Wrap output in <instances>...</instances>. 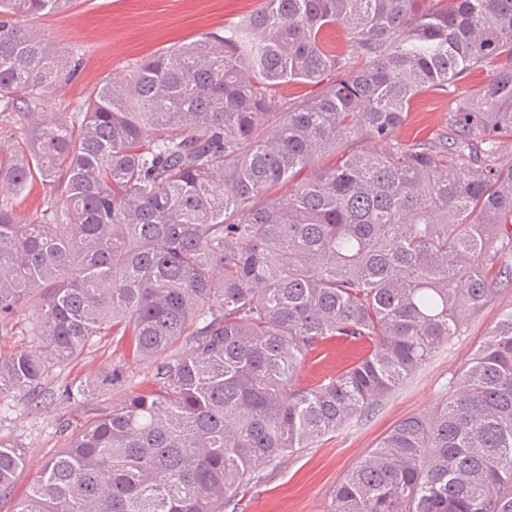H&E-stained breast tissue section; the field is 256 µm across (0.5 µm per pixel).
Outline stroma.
Instances as JSON below:
<instances>
[{
  "instance_id": "1",
  "label": "stroma",
  "mask_w": 512,
  "mask_h": 512,
  "mask_svg": "<svg viewBox=\"0 0 512 512\" xmlns=\"http://www.w3.org/2000/svg\"><path fill=\"white\" fill-rule=\"evenodd\" d=\"M258 6L259 0H73L65 12L27 20L33 34L80 61L75 78L45 96L44 108L75 120L95 87L129 74L136 61L223 33L225 23L239 20ZM491 76L489 69L474 70L462 75L456 92H421L411 104L399 138L424 137L444 127L461 93H473ZM509 308L512 285L502 288L496 300L482 310L466 314L460 334L375 410L349 421L312 447L262 468L248 490L226 505L224 512H329L337 484L397 422L429 412L448 398L449 379L462 371L486 331ZM356 355V348L348 343L326 342L303 370L301 385L335 376ZM118 362L125 365L126 385L112 389L113 400H120L126 387H151L154 361L126 359L121 344L97 336L73 359L50 365L39 399L18 393L0 398V442L20 445L26 452V465L15 475L12 497L0 501V512H11L15 498L29 489L43 461L64 447L73 426L83 420L86 401L61 398L63 388L95 383L104 368Z\"/></svg>"
}]
</instances>
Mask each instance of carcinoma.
Segmentation results:
<instances>
[{
    "label": "carcinoma",
    "instance_id": "1",
    "mask_svg": "<svg viewBox=\"0 0 512 512\" xmlns=\"http://www.w3.org/2000/svg\"><path fill=\"white\" fill-rule=\"evenodd\" d=\"M421 2L261 0L103 83L73 123L36 108L77 61L23 25L72 0H0V110L30 109L0 153V336L32 307L42 341L0 355V399L36 392L44 353L68 361L108 331L158 361L152 388L91 408L11 512H224L512 283V0ZM336 24L357 57L324 43ZM483 67L448 130L397 138L419 93ZM290 82L316 91L288 98ZM324 155L337 160L314 168ZM36 186L45 209L19 211ZM330 338L370 349L299 386ZM451 385L386 433L330 512H512V308ZM25 464L0 443L1 499Z\"/></svg>",
    "mask_w": 512,
    "mask_h": 512
}]
</instances>
